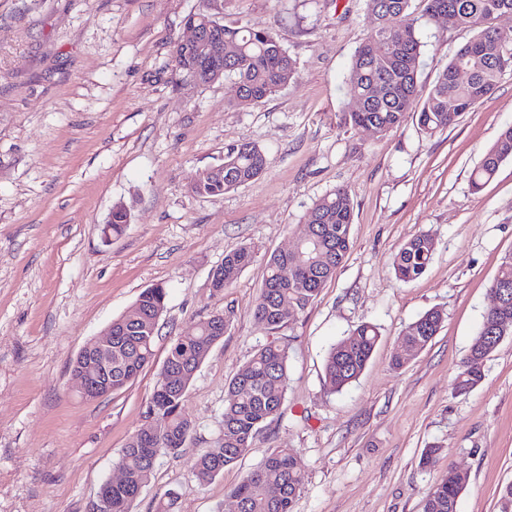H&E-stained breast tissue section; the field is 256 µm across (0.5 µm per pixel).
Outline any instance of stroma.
Listing matches in <instances>:
<instances>
[{"label": "stroma", "mask_w": 512, "mask_h": 512, "mask_svg": "<svg viewBox=\"0 0 512 512\" xmlns=\"http://www.w3.org/2000/svg\"><path fill=\"white\" fill-rule=\"evenodd\" d=\"M271 32L295 78L260 105L235 104L227 77L199 85L175 67L184 19ZM365 0H0V512H92L119 476L129 438L160 417L148 406L176 337L229 315L181 413L194 426L160 453L131 512H233V491L274 448H291L304 481L294 512H422L448 468L466 478L457 512H502L512 482V335L481 383L455 391L461 361L512 255V159L481 191L471 171L512 126V71L457 123L429 137L415 119L382 137L345 127L348 70L370 32ZM419 84L430 89L472 37L419 20ZM248 140L264 173L220 196L190 184ZM343 188L354 203L350 250L307 308L276 330L253 308L272 252L292 248L309 208ZM124 206L122 233L104 230ZM419 233L436 251L416 280L391 258ZM254 255L229 288L212 274L226 252ZM166 291L155 356L121 391L79 395L70 362L145 289ZM440 310L439 332L401 369L403 331ZM380 338L360 377L325 384L332 346L362 324ZM288 346V386L254 446L200 483L194 458L220 435L228 384L255 351ZM440 446L434 466L420 458Z\"/></svg>", "instance_id": "obj_1"}]
</instances>
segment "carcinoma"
I'll return each instance as SVG.
<instances>
[{"instance_id":"cac0c4a2","label":"carcinoma","mask_w":512,"mask_h":512,"mask_svg":"<svg viewBox=\"0 0 512 512\" xmlns=\"http://www.w3.org/2000/svg\"><path fill=\"white\" fill-rule=\"evenodd\" d=\"M412 2L366 0L373 27L352 57L348 74L351 98L343 113L344 123L354 129L367 128L375 136H384L413 116L419 130L432 136L454 125L463 113L493 92L504 72L512 70V30L504 31L495 24L502 13L512 11V0H425L424 15L428 20L437 22L448 12L454 16L455 26L474 32V36L457 51L428 92H423L418 83L422 44ZM221 32L224 42L236 47L234 54L224 55V75L234 78L240 88L238 105L261 103L296 75V63L271 32L224 24ZM460 63L472 71L471 79L464 84L455 80ZM509 158L511 126L501 131L471 172V188L480 191ZM267 165L261 148L242 141L226 149L224 170L211 168L202 172L191 192L222 195L254 180ZM353 209V201L343 188L313 205L301 230L300 252H274L269 256L253 310L255 319L276 330L285 320L283 310L302 311L314 300L350 250ZM128 221L127 210L117 205L112 208L108 229L119 234ZM434 251V239L428 234L406 240L392 257L396 277L409 282L422 276ZM252 259L253 251L248 246L227 252L222 263L224 281L213 282V288L221 291L230 286ZM490 291L500 293L504 301L487 311L462 361L456 379L460 393L471 391L481 382L485 363L499 345L500 334L495 331L498 324L506 321L512 327V256L500 265ZM165 298L164 288H148L138 298L141 322H128L122 317L112 321V391L131 384L153 361L157 326L153 318L163 312ZM441 323V313L430 310L408 326L401 341L420 350L437 334ZM378 336L375 326L362 324L333 346L325 362L330 392H339L359 378ZM219 340L215 319L210 317L198 323L193 333L173 342L149 406L167 423L160 428L149 425L140 429L123 448L119 467L126 479L112 487V512H130L139 489L148 481L158 452L177 453L190 437L193 425L182 416L180 407L195 373ZM288 358L286 346L270 341L231 380L220 437L192 463L201 483L216 478L252 448L261 425L278 414L288 383ZM302 486L303 476L294 450L276 448L235 489L234 497L241 504V512H293ZM463 488L461 475L448 468L429 488L423 512H456Z\"/></svg>"}]
</instances>
